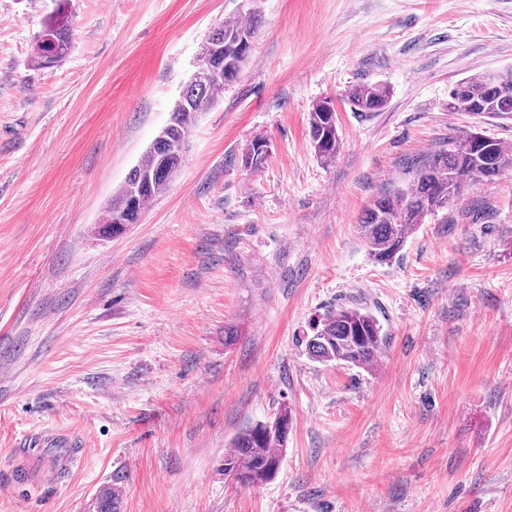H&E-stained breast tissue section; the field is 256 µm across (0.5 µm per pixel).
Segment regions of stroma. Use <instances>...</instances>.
Here are the masks:
<instances>
[{"label":"stroma","mask_w":512,"mask_h":512,"mask_svg":"<svg viewBox=\"0 0 512 512\" xmlns=\"http://www.w3.org/2000/svg\"><path fill=\"white\" fill-rule=\"evenodd\" d=\"M58 0H0V512H512V167L427 216L389 262L359 219L470 130L462 78L512 68V0H259L239 79L180 171L116 236L100 218L245 0H67L73 49L32 65ZM389 90L377 112L350 88ZM334 98L340 152L315 156ZM266 139L267 161L241 153ZM339 306L388 338L359 368L304 338ZM292 410L277 477L224 450ZM87 444L49 474L66 435ZM308 134L317 158L331 163L340 151L337 114L329 99L317 102L308 116ZM269 155V145L264 139L251 141L242 154V162L245 167L258 169L266 161Z\"/></svg>","instance_id":"1"}]
</instances>
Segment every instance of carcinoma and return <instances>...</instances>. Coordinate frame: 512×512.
<instances>
[{"mask_svg":"<svg viewBox=\"0 0 512 512\" xmlns=\"http://www.w3.org/2000/svg\"><path fill=\"white\" fill-rule=\"evenodd\" d=\"M261 23V15L253 6L248 20L228 18L214 28L197 57L205 63L207 76L199 82L189 81L182 89L168 123L112 198L100 233H122L126 225L137 222L149 201L167 190L184 163L187 138L198 113L206 111L217 93L239 78ZM71 48V21L65 0H60L36 38L32 64L53 67L69 55ZM348 98L360 112H377L385 106L388 90L381 84H364L353 88ZM448 111L512 119V70L499 72L495 80L485 73L461 80L449 93ZM308 134L317 158L323 163L333 162L340 151V139L336 110L330 100L317 102L309 112ZM268 155V143L255 139L243 152L242 162L247 168L258 169ZM506 167H512V154L500 141L479 131H468L427 156L405 188L378 197L365 209L360 224L370 253L379 261L391 260L426 216L447 207L465 188L492 179ZM386 340L371 312L341 306L317 325L305 348L314 360L364 368L377 362ZM290 422L291 412L285 405L273 420L257 423L236 436L231 447L224 450V477L244 488L275 479ZM96 512H119L111 489L99 493Z\"/></svg>","mask_w":512,"mask_h":512,"instance_id":"obj_1","label":"carcinoma"}]
</instances>
